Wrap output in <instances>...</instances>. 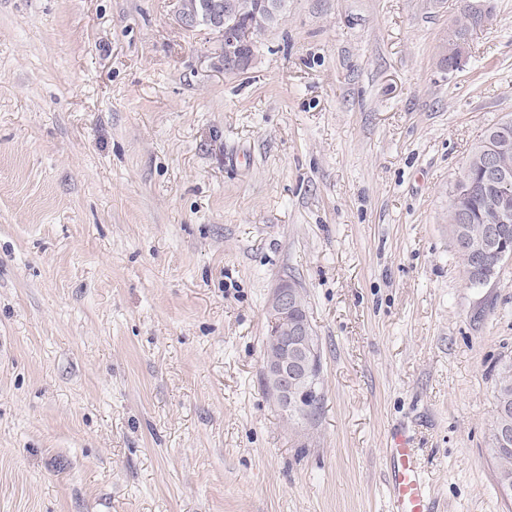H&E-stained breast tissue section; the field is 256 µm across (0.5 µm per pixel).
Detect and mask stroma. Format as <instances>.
Wrapping results in <instances>:
<instances>
[{"instance_id": "obj_1", "label": "stroma", "mask_w": 512, "mask_h": 512, "mask_svg": "<svg viewBox=\"0 0 512 512\" xmlns=\"http://www.w3.org/2000/svg\"><path fill=\"white\" fill-rule=\"evenodd\" d=\"M288 0L228 73L175 0H0V512H512L491 453L512 260L469 287L453 186L512 117V0ZM306 291L324 400L264 386ZM389 459L391 487L390 512H429L428 491L424 483L414 448L399 439L394 448L386 449Z\"/></svg>"}]
</instances>
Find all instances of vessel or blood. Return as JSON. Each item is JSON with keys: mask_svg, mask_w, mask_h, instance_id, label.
Listing matches in <instances>:
<instances>
[{"mask_svg": "<svg viewBox=\"0 0 512 512\" xmlns=\"http://www.w3.org/2000/svg\"><path fill=\"white\" fill-rule=\"evenodd\" d=\"M386 456L391 487L390 512H429L428 491L414 449L400 440L387 449Z\"/></svg>", "mask_w": 512, "mask_h": 512, "instance_id": "b4317fda", "label": "vessel or blood"}]
</instances>
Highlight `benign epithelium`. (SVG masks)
<instances>
[{
    "label": "benign epithelium",
    "mask_w": 512,
    "mask_h": 512,
    "mask_svg": "<svg viewBox=\"0 0 512 512\" xmlns=\"http://www.w3.org/2000/svg\"><path fill=\"white\" fill-rule=\"evenodd\" d=\"M228 8L221 0H197L190 12L179 11V20L187 30L206 27L219 42L218 58L224 70L237 72L247 69L252 60V44L260 30L253 26L240 27L227 19ZM452 56L448 69L463 66L468 56V46L462 42L448 49ZM512 151V118L503 120L484 132L475 145V153L482 157L484 176L489 187L495 190L493 209L497 223L511 224L512 210L508 207V194L504 190L512 186V170L498 164V157ZM476 259L490 269L494 277L505 261V256L485 242L472 246ZM300 307L297 289L283 282L274 288L268 301L267 311L273 329L274 345L281 347L273 353L266 348L263 352L266 381L274 386V400L286 413L305 408L306 394L311 388H304L301 381L308 375L310 360L307 354L308 336L311 329L308 322L289 313Z\"/></svg>",
    "instance_id": "7a95c632"
}]
</instances>
